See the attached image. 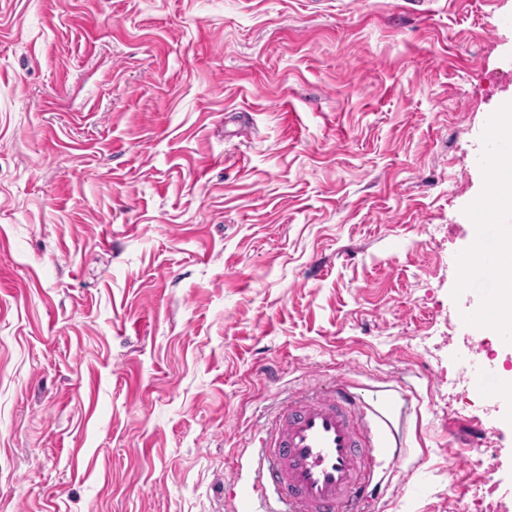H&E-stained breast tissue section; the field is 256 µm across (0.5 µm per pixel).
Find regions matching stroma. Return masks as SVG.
<instances>
[{
  "label": "stroma",
  "mask_w": 512,
  "mask_h": 512,
  "mask_svg": "<svg viewBox=\"0 0 512 512\" xmlns=\"http://www.w3.org/2000/svg\"><path fill=\"white\" fill-rule=\"evenodd\" d=\"M510 107L512 0H0V512H233L337 378L406 407L367 512L512 508L448 346Z\"/></svg>",
  "instance_id": "obj_1"
}]
</instances>
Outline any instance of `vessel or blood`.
Wrapping results in <instances>:
<instances>
[{
	"instance_id": "vessel-or-blood-1",
	"label": "vessel or blood",
	"mask_w": 512,
	"mask_h": 512,
	"mask_svg": "<svg viewBox=\"0 0 512 512\" xmlns=\"http://www.w3.org/2000/svg\"><path fill=\"white\" fill-rule=\"evenodd\" d=\"M481 163L494 187H501L502 170L512 168V141L501 140ZM506 219L498 212L474 224V261L463 281L464 288L480 290V301L464 317L473 328L487 326L488 307L512 293V279L502 274L507 252L489 245L500 238ZM260 434L254 476L243 494L244 512H270L264 505L270 494L279 512H361L365 500L381 491L367 461L376 458L394 469L404 457L387 402L365 400L343 380L323 391L290 395L267 417Z\"/></svg>"
}]
</instances>
